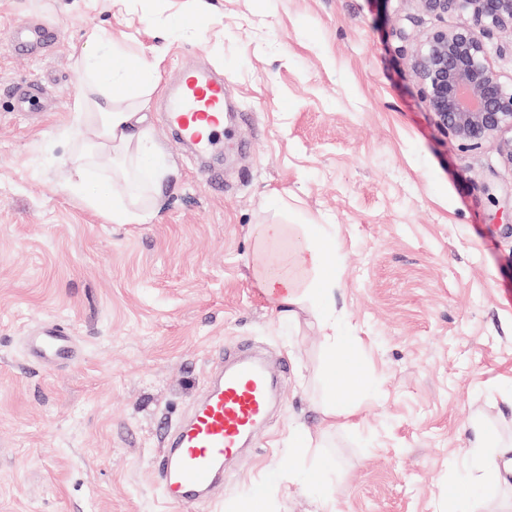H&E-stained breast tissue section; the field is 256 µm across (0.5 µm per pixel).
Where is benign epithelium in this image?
Returning a JSON list of instances; mask_svg holds the SVG:
<instances>
[{
  "instance_id": "benign-epithelium-1",
  "label": "benign epithelium",
  "mask_w": 512,
  "mask_h": 512,
  "mask_svg": "<svg viewBox=\"0 0 512 512\" xmlns=\"http://www.w3.org/2000/svg\"><path fill=\"white\" fill-rule=\"evenodd\" d=\"M428 14L461 18L416 41L410 58L440 126L461 145L493 143L512 169V80L491 63L487 39L512 35V0H413Z\"/></svg>"
}]
</instances>
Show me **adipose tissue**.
<instances>
[{"mask_svg":"<svg viewBox=\"0 0 512 512\" xmlns=\"http://www.w3.org/2000/svg\"><path fill=\"white\" fill-rule=\"evenodd\" d=\"M85 80L72 106L74 123L97 128L99 137L71 158L68 193L115 224H144L152 211L118 193L99 178L93 159L101 153L138 159L136 175L152 196L162 194L172 169L155 160V146L145 125V108L158 84V63L144 55H129L101 29L87 31L76 60ZM252 274L270 305L285 320L310 311L322 332L323 344L337 354L336 252L321 232L307 224H260L254 231ZM473 470L496 483L512 485V446H490L474 434L469 442Z\"/></svg>","mask_w":512,"mask_h":512,"instance_id":"1","label":"adipose tissue"}]
</instances>
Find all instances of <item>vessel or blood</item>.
<instances>
[{"instance_id":"1","label":"vessel or blood","mask_w":512,"mask_h":512,"mask_svg":"<svg viewBox=\"0 0 512 512\" xmlns=\"http://www.w3.org/2000/svg\"><path fill=\"white\" fill-rule=\"evenodd\" d=\"M53 43L49 26L37 20L13 25L5 40L9 52L18 56L43 54ZM225 105L222 75L183 65L176 71L164 114L183 142L201 155L218 156L224 151ZM79 355L75 337L60 321H41L26 336L28 362L62 367ZM272 397L273 376L259 357L240 350L219 361L203 398L168 432L152 461L153 476L168 504L206 502L210 489L224 476L225 463L264 422Z\"/></svg>"}]
</instances>
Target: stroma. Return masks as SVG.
I'll return each mask as SVG.
<instances>
[{
  "instance_id": "35a3bbf8",
  "label": "stroma",
  "mask_w": 512,
  "mask_h": 512,
  "mask_svg": "<svg viewBox=\"0 0 512 512\" xmlns=\"http://www.w3.org/2000/svg\"><path fill=\"white\" fill-rule=\"evenodd\" d=\"M0 0V512H240L276 478L271 512H448L472 427L512 442V170L441 129L403 41L457 24L414 0ZM37 17L60 34L29 59L3 43ZM158 59L146 113L173 176L146 224L69 195L65 136L86 32ZM223 75L238 108L224 183L166 128L181 62ZM39 83L21 114L7 94ZM324 224L336 248L342 362L310 313L278 314L251 272L256 224ZM70 325L74 364L27 362L21 338ZM283 367L280 404L206 505L166 503L151 471L218 352ZM353 370L349 427L324 430L331 372ZM313 440L311 469L293 451Z\"/></svg>"
}]
</instances>
